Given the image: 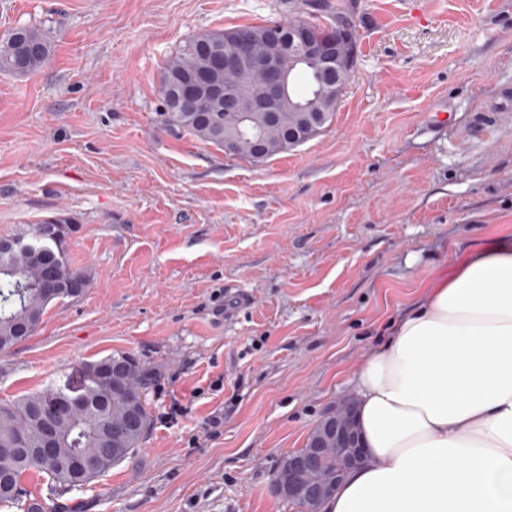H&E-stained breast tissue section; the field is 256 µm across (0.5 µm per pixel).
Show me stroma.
Masks as SVG:
<instances>
[{"label":"stroma","mask_w":512,"mask_h":512,"mask_svg":"<svg viewBox=\"0 0 512 512\" xmlns=\"http://www.w3.org/2000/svg\"><path fill=\"white\" fill-rule=\"evenodd\" d=\"M341 2L358 45L332 123L253 162L166 122L163 71L309 0H0V36L52 44L0 72V237L67 219L88 278L0 351V401L117 352L155 373L133 456L61 497L27 474L41 512H301L281 459L421 288L512 225V0ZM15 34L33 48V52L19 57L10 51L7 44ZM51 52V43L46 34L36 27H17L8 32L0 41V71L27 75L41 69Z\"/></svg>","instance_id":"1"}]
</instances>
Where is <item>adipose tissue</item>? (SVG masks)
I'll use <instances>...</instances> for the list:
<instances>
[{"label": "adipose tissue", "instance_id": "obj_1", "mask_svg": "<svg viewBox=\"0 0 512 512\" xmlns=\"http://www.w3.org/2000/svg\"><path fill=\"white\" fill-rule=\"evenodd\" d=\"M438 279L356 368L366 461L320 512H512V231Z\"/></svg>", "mask_w": 512, "mask_h": 512}]
</instances>
